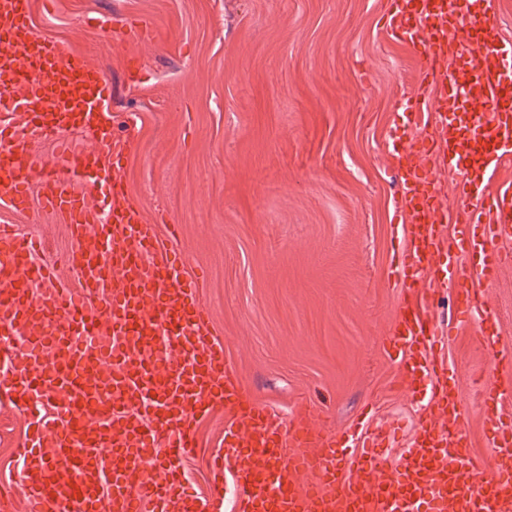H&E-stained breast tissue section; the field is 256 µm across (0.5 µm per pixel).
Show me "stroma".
Here are the masks:
<instances>
[{"instance_id":"obj_1","label":"stroma","mask_w":512,"mask_h":512,"mask_svg":"<svg viewBox=\"0 0 512 512\" xmlns=\"http://www.w3.org/2000/svg\"><path fill=\"white\" fill-rule=\"evenodd\" d=\"M45 35L83 54L112 87L113 133L132 200L199 273V302L243 385L282 420L345 432L365 413L398 427L388 462L414 431L421 394L399 386L386 351L401 302L447 326L451 287H407L395 268L392 197L408 151L405 100L419 62L383 30L386 0H32ZM0 221L56 255L66 228L38 203ZM512 348V260L485 287ZM449 385L487 464L480 388L492 360L469 327L447 342ZM218 410L197 425L186 465L198 501L232 508L213 472ZM25 417L0 407V478L24 501L14 450Z\"/></svg>"}]
</instances>
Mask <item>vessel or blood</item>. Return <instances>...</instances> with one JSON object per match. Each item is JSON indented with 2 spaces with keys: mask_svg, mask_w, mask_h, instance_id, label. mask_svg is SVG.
<instances>
[{
  "mask_svg": "<svg viewBox=\"0 0 512 512\" xmlns=\"http://www.w3.org/2000/svg\"><path fill=\"white\" fill-rule=\"evenodd\" d=\"M384 23L428 76L406 103L415 134L393 199L396 263L412 282L442 267L457 317L492 352L499 314L482 295L512 258V186L491 193L485 179L512 159V39L469 0H388ZM109 100L81 53L36 31L32 0H0V204L26 209L39 185L73 242L47 256L37 236L0 225V401L35 424L20 450L26 512H203L180 466L198 419L219 407L234 415L219 459L235 468V512H512L508 395L491 381L481 392L485 470L448 389L439 332L409 306L387 351L404 390L434 385L396 464L377 453L386 430L353 445L304 416L281 422L251 397L213 336L196 278L128 194ZM34 133L55 142L57 164L34 153ZM78 133L96 148H71ZM428 156L436 169L421 165ZM442 170L456 175L480 241L444 234ZM476 248L481 262L460 265Z\"/></svg>",
  "mask_w": 512,
  "mask_h": 512,
  "instance_id": "b4317fda",
  "label": "vessel or blood"
}]
</instances>
